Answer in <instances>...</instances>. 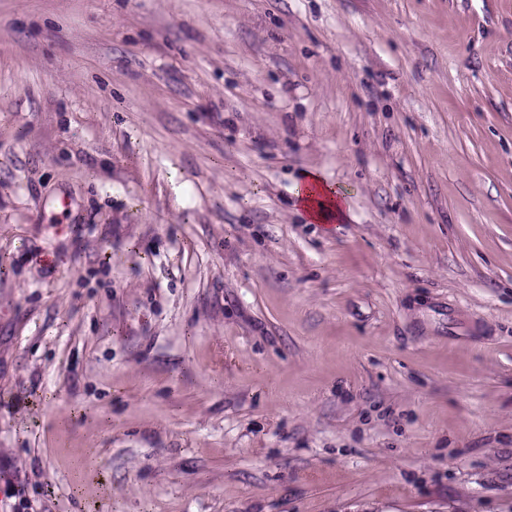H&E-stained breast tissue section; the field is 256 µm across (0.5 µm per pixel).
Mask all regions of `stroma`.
I'll return each instance as SVG.
<instances>
[{"mask_svg":"<svg viewBox=\"0 0 512 512\" xmlns=\"http://www.w3.org/2000/svg\"><path fill=\"white\" fill-rule=\"evenodd\" d=\"M0 255V512H512V0H0ZM299 208L314 224H332L344 217V198L317 172L307 173L295 188Z\"/></svg>","mask_w":512,"mask_h":512,"instance_id":"1","label":"stroma"}]
</instances>
